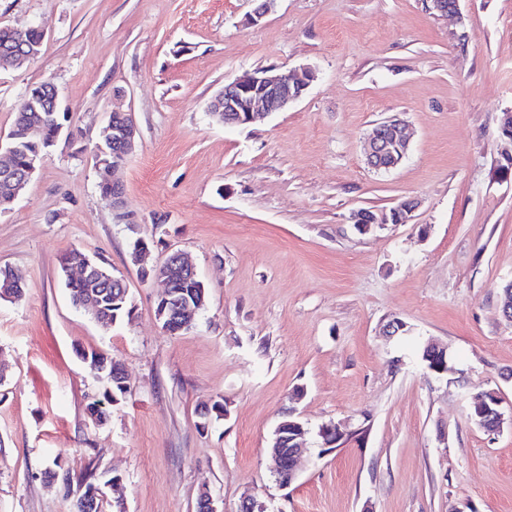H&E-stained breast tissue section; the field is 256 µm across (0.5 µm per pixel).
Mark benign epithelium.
<instances>
[{"label": "benign epithelium", "mask_w": 512, "mask_h": 512, "mask_svg": "<svg viewBox=\"0 0 512 512\" xmlns=\"http://www.w3.org/2000/svg\"><path fill=\"white\" fill-rule=\"evenodd\" d=\"M426 9L442 16L461 18L460 0L448 3L447 0H423ZM314 73L309 67L278 71L274 68L244 72L224 85L211 101L209 110L226 125L237 126L253 122L261 114L280 112L288 105L299 100L310 83ZM124 124L120 128H112V141L122 145L121 156L107 158V151L103 145H98L96 157L104 170L120 165L131 153L136 136V125L132 113H123ZM409 135L404 124L398 119H389L375 124L368 135L366 149V163L376 171H390L396 168L405 158L409 149ZM357 229L368 232L377 224H388L391 217L387 213L369 215L360 211L354 215ZM69 282L94 279L98 282L111 280L102 264L86 259L82 263H73L62 259ZM142 277L153 278L162 282L164 291L160 295V309L158 318H163L174 295L178 293L176 285L190 283L195 289L204 288L199 280L194 266L181 252L171 254L168 268L160 271L154 266L150 269L142 268ZM179 315L170 317L162 328L175 334L192 323L197 309L192 306L191 300L177 303ZM428 369L437 374L448 372L447 349L437 344H429L423 352ZM503 399L497 389L481 393L473 399L470 405L469 417L475 425L486 432H496L504 424L505 414L502 408ZM354 430H346L330 422L321 426L319 434L323 438L326 448H341L352 437ZM308 429L294 409L284 414V420L276 426V441L270 452L272 473L276 482L282 486L292 483L297 477L298 462L306 450V435Z\"/></svg>", "instance_id": "7a95c632"}]
</instances>
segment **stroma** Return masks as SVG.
Instances as JSON below:
<instances>
[{
    "instance_id": "stroma-1",
    "label": "stroma",
    "mask_w": 512,
    "mask_h": 512,
    "mask_svg": "<svg viewBox=\"0 0 512 512\" xmlns=\"http://www.w3.org/2000/svg\"><path fill=\"white\" fill-rule=\"evenodd\" d=\"M0 0V27L38 26L37 58L0 71V140L28 87L53 83L77 140H58L11 209L0 268V512H72L62 475L121 476L123 512H195L201 489L238 512H512V426L468 416L496 388L512 407V174L499 170L512 111V0H460L461 19L422 0ZM310 67L287 110L227 126L208 112L246 71ZM132 111L134 151L99 188L98 135ZM414 131L387 173L365 163L373 124ZM418 204L411 221L358 231L353 212ZM151 258L188 253L207 299L172 335L156 316ZM84 249L122 275L131 319L104 327L74 306L60 272ZM404 335L387 337L390 320ZM450 370L429 372L427 342ZM122 365L127 394L107 421L80 351ZM304 397L291 403L295 389ZM227 414L200 427L202 404ZM296 407L311 456L279 488L274 430ZM367 427L323 451L328 422Z\"/></svg>"
}]
</instances>
